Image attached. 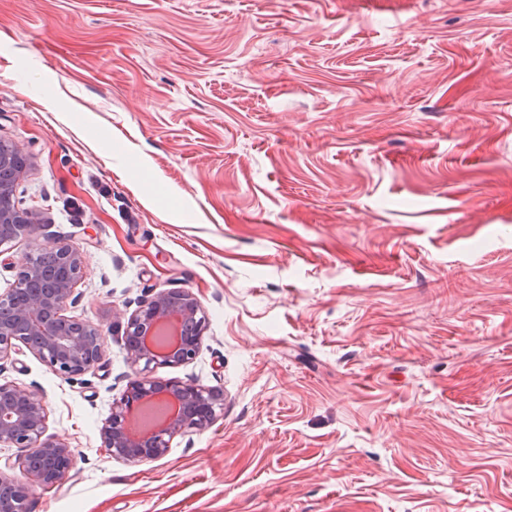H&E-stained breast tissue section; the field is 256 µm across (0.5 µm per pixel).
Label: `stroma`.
<instances>
[{"label": "stroma", "instance_id": "stroma-1", "mask_svg": "<svg viewBox=\"0 0 512 512\" xmlns=\"http://www.w3.org/2000/svg\"><path fill=\"white\" fill-rule=\"evenodd\" d=\"M21 209L84 256L67 379L27 349L66 478L33 512H512V0H0ZM188 288L224 392L113 458L139 302Z\"/></svg>", "mask_w": 512, "mask_h": 512}]
</instances>
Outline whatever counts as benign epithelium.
Listing matches in <instances>:
<instances>
[{"mask_svg":"<svg viewBox=\"0 0 512 512\" xmlns=\"http://www.w3.org/2000/svg\"><path fill=\"white\" fill-rule=\"evenodd\" d=\"M30 166L23 148L0 139V248L25 238L32 253L13 288L0 294V361L25 346L54 373L73 378L103 359L100 327L66 315L82 276L79 247L45 231L35 214L18 207V184ZM206 327L200 301L185 288L162 290L127 318L122 342L133 370L101 433L109 454L130 463L163 455L169 439L201 430L223 409L217 388L153 378L158 367L183 365L199 351ZM47 405L37 389L0 382V449L22 448L23 469L41 485L60 483L72 462L70 446L46 434ZM0 512H31L29 488L0 470Z\"/></svg>","mask_w":512,"mask_h":512,"instance_id":"obj_1","label":"benign epithelium"}]
</instances>
